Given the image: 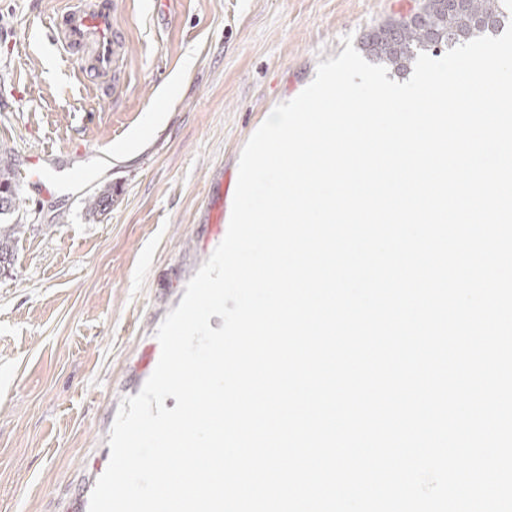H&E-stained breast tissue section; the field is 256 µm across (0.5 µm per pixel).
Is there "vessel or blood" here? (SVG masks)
Returning a JSON list of instances; mask_svg holds the SVG:
<instances>
[{
	"mask_svg": "<svg viewBox=\"0 0 512 512\" xmlns=\"http://www.w3.org/2000/svg\"><path fill=\"white\" fill-rule=\"evenodd\" d=\"M43 28L57 50L59 62L70 74L95 77L113 85L115 68L124 47V37L114 26L115 0H65ZM49 151L28 157L19 177L25 185L58 188L68 179L66 167L54 164Z\"/></svg>",
	"mask_w": 512,
	"mask_h": 512,
	"instance_id": "1",
	"label": "vessel or blood"
}]
</instances>
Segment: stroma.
Returning <instances> with one entry per match:
<instances>
[{
    "label": "stroma",
    "mask_w": 512,
    "mask_h": 512,
    "mask_svg": "<svg viewBox=\"0 0 512 512\" xmlns=\"http://www.w3.org/2000/svg\"><path fill=\"white\" fill-rule=\"evenodd\" d=\"M420 0H118L105 96L55 75L36 31L61 0H0V151L92 157L71 190L17 185L25 224L0 269V512H88L122 400L156 331L224 239L241 151L318 63ZM162 123L145 126L158 99ZM111 187L112 205L89 200Z\"/></svg>",
    "instance_id": "35a3bbf8"
}]
</instances>
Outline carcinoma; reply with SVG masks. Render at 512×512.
<instances>
[{"instance_id": "cac0c4a2", "label": "carcinoma", "mask_w": 512, "mask_h": 512, "mask_svg": "<svg viewBox=\"0 0 512 512\" xmlns=\"http://www.w3.org/2000/svg\"><path fill=\"white\" fill-rule=\"evenodd\" d=\"M418 15L387 21L363 35V51L376 63L404 75L419 52L438 54L479 36L501 32L512 17L507 0H464L450 7L444 0H421ZM16 210V174L0 164V216ZM23 225L0 224V268L13 264Z\"/></svg>"}]
</instances>
